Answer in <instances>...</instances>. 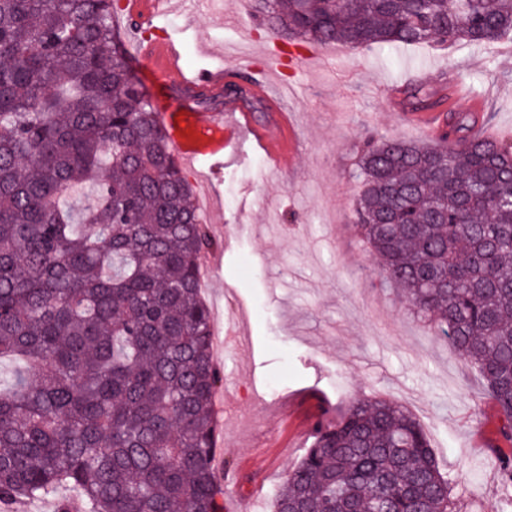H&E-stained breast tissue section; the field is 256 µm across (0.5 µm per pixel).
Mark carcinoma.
I'll return each mask as SVG.
<instances>
[{
	"instance_id": "obj_1",
	"label": "carcinoma",
	"mask_w": 512,
	"mask_h": 512,
	"mask_svg": "<svg viewBox=\"0 0 512 512\" xmlns=\"http://www.w3.org/2000/svg\"><path fill=\"white\" fill-rule=\"evenodd\" d=\"M293 44L512 35V0H250ZM113 0H0V503L77 492L87 512H224L199 260L213 245ZM412 109L435 106L426 84ZM368 131L354 226L377 275L481 373L512 439V143ZM92 192L95 204L76 195ZM274 512H453L418 421L359 398L319 428Z\"/></svg>"
}]
</instances>
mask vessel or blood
<instances>
[{"label":"vessel or blood","mask_w":512,"mask_h":512,"mask_svg":"<svg viewBox=\"0 0 512 512\" xmlns=\"http://www.w3.org/2000/svg\"><path fill=\"white\" fill-rule=\"evenodd\" d=\"M171 0H125L127 21L150 24L168 14ZM135 59L146 62L159 86L153 98L157 116L165 128L178 160L187 166L214 160L237 150L242 136H249L254 149L263 151L281 173L291 172L296 151L292 143V127L286 118H279L277 129L255 124L249 112L237 103L226 102L223 112L200 111L192 91L223 88L232 76L224 69L189 71L181 64V52L173 40H137L133 46ZM439 96L440 108L415 113L416 121L425 125L431 136H438L447 123L449 112L459 104L470 111L482 109L478 96L465 94L456 80H449Z\"/></svg>","instance_id":"b4317fda"}]
</instances>
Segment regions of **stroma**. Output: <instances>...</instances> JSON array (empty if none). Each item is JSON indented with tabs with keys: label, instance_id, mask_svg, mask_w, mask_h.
<instances>
[{
	"label": "stroma",
	"instance_id": "35a3bbf8",
	"mask_svg": "<svg viewBox=\"0 0 512 512\" xmlns=\"http://www.w3.org/2000/svg\"><path fill=\"white\" fill-rule=\"evenodd\" d=\"M160 35L182 43L198 69L265 74L295 119L291 173L262 156L225 160L210 185L207 225L224 254L202 293L213 338L240 331L237 353L214 348L224 382L215 394L218 470L231 496L271 504L312 445L319 421H336L359 397L405 406L422 426L448 481L455 512H505L512 502L496 466L512 450L478 370L450 354L437 326L414 317L380 281L372 252L350 224L360 190L355 158L369 130L425 141L388 91L455 72L484 101V133L512 138V39L467 45L352 49L303 45L259 27L244 0H217L187 16L174 7Z\"/></svg>",
	"mask_w": 512,
	"mask_h": 512
}]
</instances>
